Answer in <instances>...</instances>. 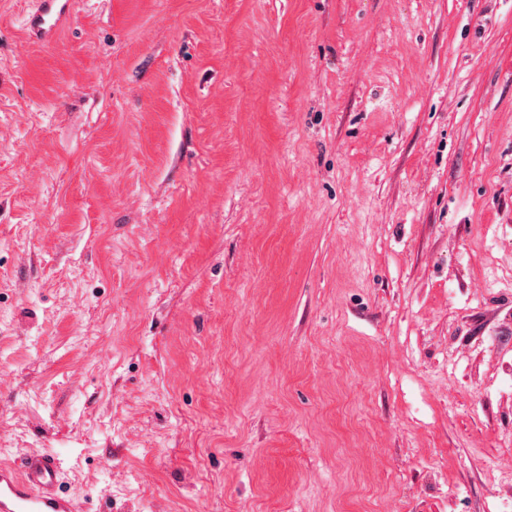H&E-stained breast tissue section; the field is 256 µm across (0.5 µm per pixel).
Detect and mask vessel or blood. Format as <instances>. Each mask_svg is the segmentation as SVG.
<instances>
[{
  "label": "vessel or blood",
  "mask_w": 512,
  "mask_h": 512,
  "mask_svg": "<svg viewBox=\"0 0 512 512\" xmlns=\"http://www.w3.org/2000/svg\"><path fill=\"white\" fill-rule=\"evenodd\" d=\"M73 0H34L23 31L32 41L56 42L69 24ZM60 457L51 451L25 455L15 466L0 465V512H78L75 501L62 493Z\"/></svg>",
  "instance_id": "vessel-or-blood-1"
}]
</instances>
